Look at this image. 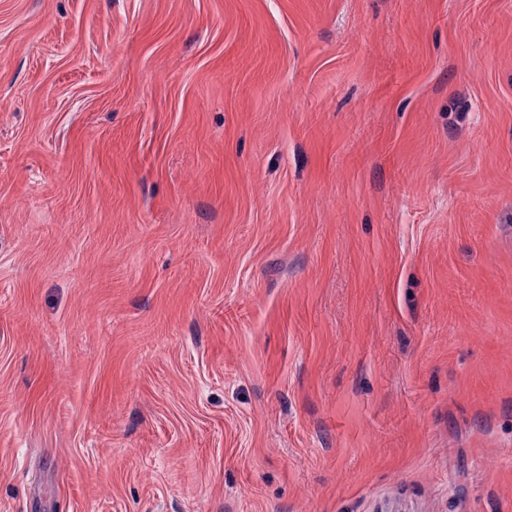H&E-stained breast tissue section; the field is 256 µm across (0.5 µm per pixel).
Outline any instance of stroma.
<instances>
[{
    "mask_svg": "<svg viewBox=\"0 0 512 512\" xmlns=\"http://www.w3.org/2000/svg\"><path fill=\"white\" fill-rule=\"evenodd\" d=\"M0 512H512V0H0Z\"/></svg>",
    "mask_w": 512,
    "mask_h": 512,
    "instance_id": "1",
    "label": "stroma"
}]
</instances>
